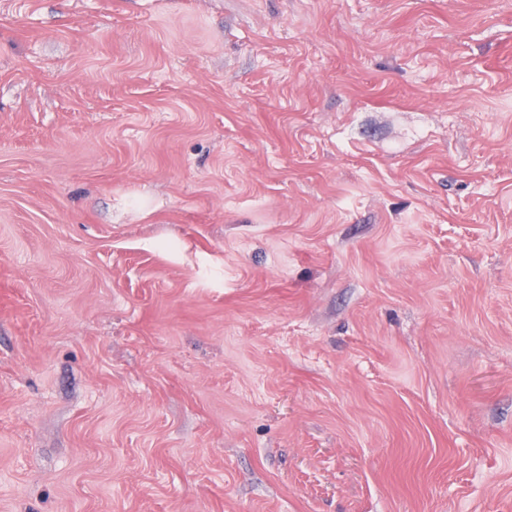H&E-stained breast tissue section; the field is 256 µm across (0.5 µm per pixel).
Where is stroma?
I'll list each match as a JSON object with an SVG mask.
<instances>
[{
	"mask_svg": "<svg viewBox=\"0 0 512 512\" xmlns=\"http://www.w3.org/2000/svg\"><path fill=\"white\" fill-rule=\"evenodd\" d=\"M0 512H512V0H0Z\"/></svg>",
	"mask_w": 512,
	"mask_h": 512,
	"instance_id": "obj_1",
	"label": "stroma"
}]
</instances>
